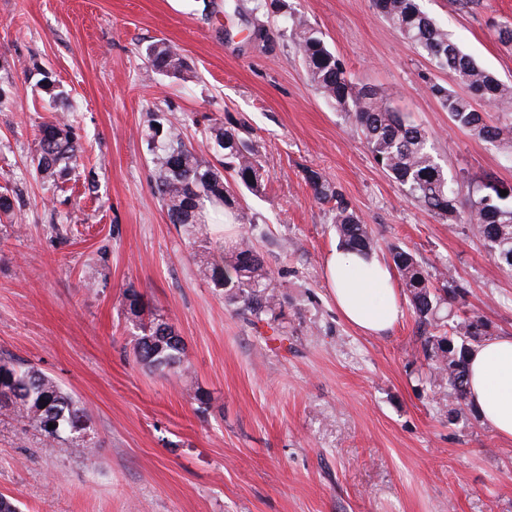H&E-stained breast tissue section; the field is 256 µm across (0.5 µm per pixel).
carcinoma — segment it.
I'll use <instances>...</instances> for the list:
<instances>
[{"label": "carcinoma", "instance_id": "cac0c4a2", "mask_svg": "<svg viewBox=\"0 0 512 512\" xmlns=\"http://www.w3.org/2000/svg\"><path fill=\"white\" fill-rule=\"evenodd\" d=\"M390 25L411 42L434 65L451 72L471 97L489 104L495 111L512 113V86L478 65L448 38L419 6L418 0H373ZM294 44L311 85L338 112H343L360 133L373 159L423 209L449 218L459 215L463 184L450 175L432 152L427 132L395 110L382 92L355 84L340 59L326 44L322 32L301 16L284 15ZM147 68L154 74L182 78L190 71L179 50L163 41L146 47ZM433 94L458 127L479 140L499 142L512 148V122L488 121V113L473 108L470 97L456 94L441 85ZM151 162L155 191L171 224L190 225L201 247L210 237L202 220L209 204L233 212L234 220L246 224L232 245L234 258L219 263L202 252L194 255L199 273L216 286L230 288V298L242 299L245 309L260 319L274 311L275 294L270 288L272 273L252 242L251 219L236 207V193L265 195L269 173L256 148L250 128L244 122L209 126V143L224 151L221 167L204 160L200 151L185 138L181 128L150 119ZM77 142L72 124L65 120L43 122L38 129L36 171L53 180L76 157ZM230 177H224V170ZM304 179L314 197L330 206L332 224L340 246L361 255L373 252L377 243L363 218L351 207L342 191L323 173L307 169ZM492 183L484 179L468 186L463 223L482 242L500 266L512 271V195L487 199ZM390 257L399 273L409 305L418 322L435 326L436 333L423 339L430 373L448 379V397L453 412L471 408L468 402V357L473 347L485 340L486 324L477 316L448 321L439 315L440 305L451 300L457 285L451 278L440 281L421 266L415 254L400 246L390 248ZM139 318L140 333L134 340L137 362L156 371L178 374L184 366V345L163 316L142 319L143 310H130ZM11 406L15 419L42 437L48 449L66 447L79 454L86 447L80 438L90 424L83 403L55 379L33 366H23L0 358V403ZM54 428H48V424Z\"/></svg>", "mask_w": 512, "mask_h": 512}]
</instances>
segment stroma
Returning <instances> with one entry per match:
<instances>
[{"mask_svg": "<svg viewBox=\"0 0 512 512\" xmlns=\"http://www.w3.org/2000/svg\"><path fill=\"white\" fill-rule=\"evenodd\" d=\"M0 0V357L41 369L85 403L84 454H48L0 409V494L20 512H512V441L478 413H448L428 378L412 311L383 337L337 313L323 260L338 244L304 180L326 174L369 224L458 285L451 309L512 334V274L468 225L412 202L342 113L310 85L280 14L254 0ZM356 82L385 91L430 135L449 175L512 183V155L457 127L431 92L467 90L372 0H287ZM460 48L512 85L496 23L512 0L473 12L419 0ZM260 25L265 41L246 32ZM176 46L187 79L147 72L145 48ZM205 145L210 119L252 130L270 180L239 195L273 274L277 321L201 278L192 238L154 191L150 113ZM74 115L77 167L37 175V131ZM135 288L184 342L181 376L132 353L123 293Z\"/></svg>", "mask_w": 512, "mask_h": 512, "instance_id": "35a3bbf8", "label": "stroma"}]
</instances>
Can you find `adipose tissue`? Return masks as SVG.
<instances>
[{"mask_svg":"<svg viewBox=\"0 0 512 512\" xmlns=\"http://www.w3.org/2000/svg\"><path fill=\"white\" fill-rule=\"evenodd\" d=\"M324 275L338 314L360 333L382 335L401 317L400 287L378 255L365 258L332 249L324 260ZM469 399L487 426L512 440V335L495 336L473 348Z\"/></svg>","mask_w":512,"mask_h":512,"instance_id":"obj_1","label":"adipose tissue"}]
</instances>
